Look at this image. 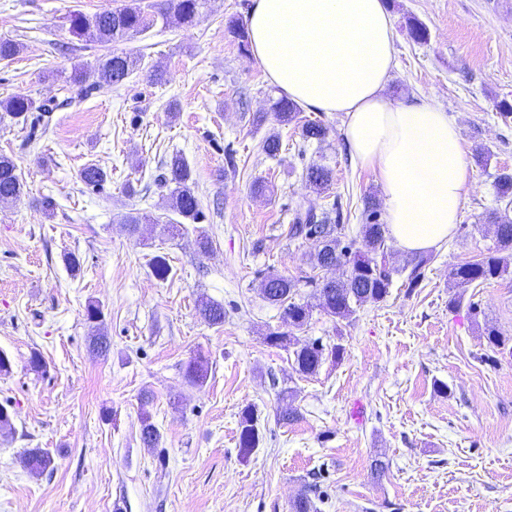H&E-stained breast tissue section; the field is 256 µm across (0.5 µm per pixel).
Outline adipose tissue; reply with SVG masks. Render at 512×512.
Returning a JSON list of instances; mask_svg holds the SVG:
<instances>
[{
	"label": "adipose tissue",
	"mask_w": 512,
	"mask_h": 512,
	"mask_svg": "<svg viewBox=\"0 0 512 512\" xmlns=\"http://www.w3.org/2000/svg\"><path fill=\"white\" fill-rule=\"evenodd\" d=\"M251 53L292 101L344 116L354 161L376 174L389 234L406 252L454 233L472 180L459 129L428 100L390 103L396 36L385 0H254Z\"/></svg>",
	"instance_id": "obj_1"
}]
</instances>
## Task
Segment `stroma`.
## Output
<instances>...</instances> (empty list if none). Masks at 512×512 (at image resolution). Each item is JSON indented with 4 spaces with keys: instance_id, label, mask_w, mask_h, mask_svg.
I'll list each match as a JSON object with an SVG mask.
<instances>
[{
    "instance_id": "obj_1",
    "label": "stroma",
    "mask_w": 512,
    "mask_h": 512,
    "mask_svg": "<svg viewBox=\"0 0 512 512\" xmlns=\"http://www.w3.org/2000/svg\"><path fill=\"white\" fill-rule=\"evenodd\" d=\"M122 2L0 0V38L22 46L0 61V101L37 105L0 118V153L25 185L18 200L0 203V352L12 362L0 376L12 422L0 431V512H290L311 483L322 490L317 512H512V353L484 335L493 327L512 336V274L449 303L455 268L493 245L487 217H512L494 188L500 170L512 172V116L499 110L512 103V0H389L398 64L387 99L433 101L456 122L467 157L483 149L493 157L473 165L457 230L429 250L417 287L402 271L411 253L392 241L386 300L338 323L313 310L297 338L341 344L344 354L310 376L294 371L288 350L265 343L282 322L262 283L271 272L311 269L313 242L288 238L302 201L338 206L343 240L357 238L364 197L382 193L374 174L354 164L341 114L302 110L329 128L309 146L295 125L269 117L280 93L224 27L253 0H207L187 29L163 24L168 0H141L153 23L131 40L101 46L70 33V14ZM411 18L427 41L410 39ZM130 51L141 53L139 68L119 88H97L98 58ZM76 62L86 72L79 85L68 79ZM156 69L164 83L150 81ZM259 112L268 118L256 126ZM272 133L282 139L274 159L260 148ZM175 151L191 168L204 218L170 239L161 227L178 216L158 178ZM313 161L335 172L319 194L302 177ZM91 163L108 174L94 189L77 177ZM257 181L272 196H254ZM47 196L56 202L49 216ZM134 209L153 221L132 234L121 217ZM202 233L212 242L205 257ZM72 254L79 270L67 264ZM158 255L172 268L168 280L152 274ZM202 296L223 304L222 326L199 317ZM91 301L105 314L103 357L89 350ZM35 351L47 363L40 375L28 369ZM198 354L208 377L191 387L183 365ZM284 404L299 419L279 423ZM247 407L263 439L244 458ZM144 413L160 447L140 439ZM28 448L51 452L43 474L28 470ZM377 459L389 465L380 477L371 471Z\"/></svg>"
}]
</instances>
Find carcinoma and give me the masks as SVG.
<instances>
[{"label": "carcinoma", "mask_w": 512, "mask_h": 512, "mask_svg": "<svg viewBox=\"0 0 512 512\" xmlns=\"http://www.w3.org/2000/svg\"><path fill=\"white\" fill-rule=\"evenodd\" d=\"M205 0H169L162 17L180 27H192L199 17ZM150 19L139 4L129 0L122 6L104 9L92 15L74 13L69 19L72 35L98 43L119 41L149 28ZM139 57L132 53L112 54L99 64V86H120L135 69ZM33 109L28 98L16 97L0 101V110L13 118H19ZM275 119L281 125L298 121L300 107L292 100L281 97L272 105ZM328 135V128L317 120H306L300 125L303 142L321 143ZM165 174L160 183L169 189L172 209L190 224L203 217L197 195L191 186V171L183 155L175 152L163 162ZM306 182L316 192L327 189L333 181V170L323 164L309 163L303 170ZM77 178L87 186H99L107 179V172L89 164L79 170ZM497 197L512 200V174L502 172L495 178ZM23 191V181L17 173L15 162L0 154V201L16 200ZM333 210L317 211L312 206L296 208L292 224L288 229L291 239L315 242L313 256L315 266L321 269H342L339 278L320 279L314 276L288 277L269 274L264 278L263 296L268 303L280 309L282 323L291 329H300L311 317L312 307L296 299L301 286L315 289L319 307L334 321L349 320L358 307L366 303H379L389 294L394 268L384 266L388 256L385 225L378 222V204L373 198L366 199L362 212L360 236L362 247L342 244L343 225L332 217ZM496 246L481 258L467 261L455 269V287L462 290L473 284L500 278L512 269V219L504 216L490 218ZM201 319L211 326L224 324V307L210 299L202 298L197 303ZM265 340L272 346H293V362L296 373L307 376L315 374L326 360L336 363L341 360L344 348L340 344L330 347L319 341L300 342L285 331H271ZM208 361L201 356L190 358L184 365L183 375L191 386H201L208 376ZM140 437L151 448L159 447L161 433L150 417H141ZM260 445L258 416L246 408L240 415L239 450L244 457L250 456ZM28 469L41 474L52 464L51 453L45 448H30L26 451Z\"/></svg>", "instance_id": "cac0c4a2"}]
</instances>
